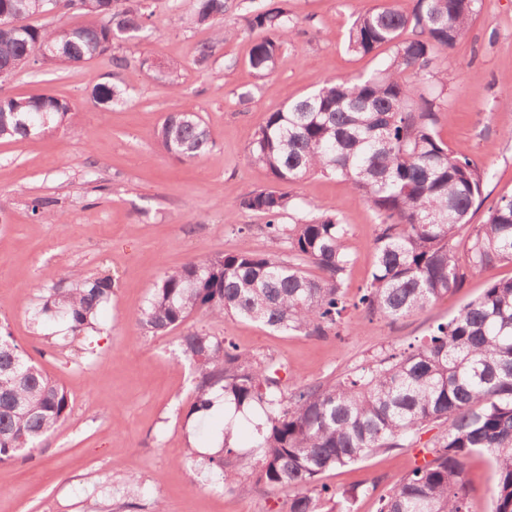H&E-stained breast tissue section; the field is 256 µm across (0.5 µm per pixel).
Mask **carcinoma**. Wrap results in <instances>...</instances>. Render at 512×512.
Here are the masks:
<instances>
[{"label": "carcinoma", "instance_id": "cac0c4a2", "mask_svg": "<svg viewBox=\"0 0 512 512\" xmlns=\"http://www.w3.org/2000/svg\"><path fill=\"white\" fill-rule=\"evenodd\" d=\"M120 2L0 0V13L22 23V31L0 34V73L39 62L73 65L112 51L151 16L147 0H131L127 7ZM481 5L416 0L409 14L391 8L359 14L347 49L369 55L391 45L390 59L367 75L327 80L289 99L269 114L248 147L271 185L244 196L238 208L266 217L265 231L285 246V256L257 254L244 242L234 252L166 270L139 325L167 334L199 313L318 338L338 335L348 309V226L329 212L279 222L293 208L289 188L316 173L344 180L379 218L371 279L353 303L371 315L395 322L422 313L462 288L468 274L512 264V193L488 207L484 223H469L472 208L483 202L486 172L440 139L441 96L428 92L444 84L434 68L437 53L466 38ZM55 8L78 13L82 22L60 29L26 23ZM224 8V0H195L193 22L214 28L222 39ZM246 26L260 33L249 66L267 75L293 34V19L276 7L251 13ZM409 29L414 36L403 37ZM91 97L107 112L124 103L125 90L106 81ZM69 112V103L48 94L0 97V140L47 135ZM155 138L178 162L214 148L197 112L167 114ZM50 206V199L36 198L32 214L59 219ZM111 296L110 276L73 273L71 286L51 289L35 315L62 317L76 341L94 329ZM178 341L196 373L188 416H208L218 399L236 414L258 407L264 416L254 426L251 482L240 477L233 416L224 419L213 449L194 461L204 480L229 492L286 487L287 512H352L358 492L321 482L326 472L380 450L410 447L423 431L437 428L425 445L430 459L390 486L378 512H471L466 465L477 453L489 455L497 470L491 512H512V279L491 282L418 344L334 382L287 389L273 364L203 329L188 330ZM70 412L68 391L0 331V463L30 455Z\"/></svg>", "mask_w": 512, "mask_h": 512}]
</instances>
